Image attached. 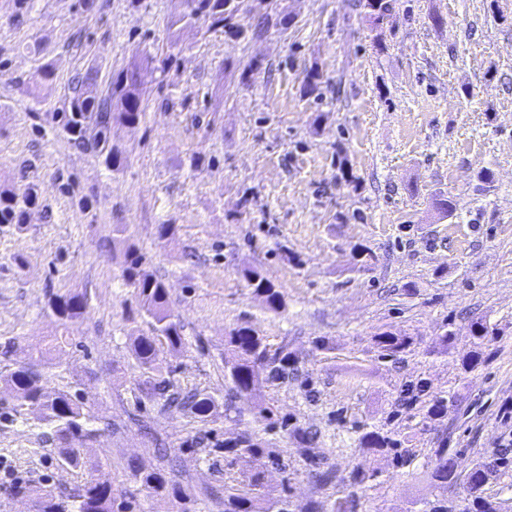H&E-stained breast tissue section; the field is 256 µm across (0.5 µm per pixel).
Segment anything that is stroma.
Listing matches in <instances>:
<instances>
[{"label":"stroma","instance_id":"35a3bbf8","mask_svg":"<svg viewBox=\"0 0 512 512\" xmlns=\"http://www.w3.org/2000/svg\"><path fill=\"white\" fill-rule=\"evenodd\" d=\"M271 7L292 25L251 39L176 24L180 0H0V185L40 197L27 224H0V345H12L0 353V512H27L15 482L67 492L99 466L123 491L115 512H160L124 463L159 467L161 447L178 461L175 512H224L211 494L224 484L223 457L191 448L202 428L219 441L256 434L269 450L257 465L287 459L288 473H268L273 496L322 498L262 404L318 429L314 451L340 476L357 464L382 471L359 490L357 512L469 499L464 482L443 490L424 479L421 461L399 474L357 448L362 425L389 424L425 453L447 435L466 466L512 451V0H397L379 25L355 0ZM47 66L55 80L39 84ZM313 66L329 81L319 106L302 95ZM135 67L145 115L113 124L106 146L124 158L115 171L104 151L77 148L66 122L75 90L106 96ZM162 223L177 227L170 242L158 238ZM131 246L184 327L181 352L161 350L159 364L181 389L213 397L206 426L134 398L130 335L149 326L126 316ZM248 266L280 287L285 312L264 310L241 276ZM68 290L88 308L65 324L47 302ZM478 321L498 335L467 370ZM243 322L272 342L289 338L318 399L264 387L225 413L224 334ZM385 330L415 339L400 362L379 356ZM446 330L443 349L435 338ZM53 336L60 349H48ZM40 356L51 388L81 393L110 424L87 442L84 468L61 467L32 420L3 419L14 405L4 376ZM410 379L453 397L425 431L388 418Z\"/></svg>","mask_w":512,"mask_h":512}]
</instances>
